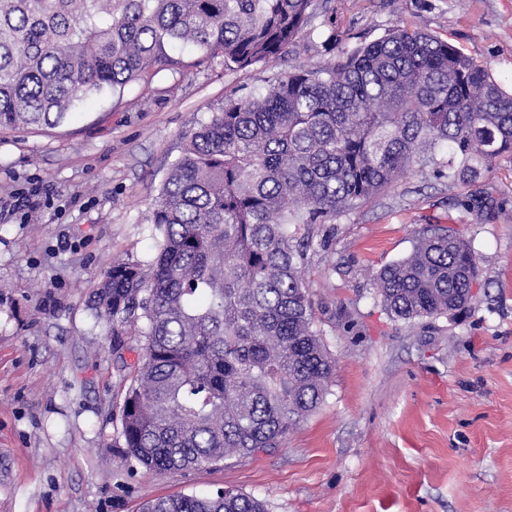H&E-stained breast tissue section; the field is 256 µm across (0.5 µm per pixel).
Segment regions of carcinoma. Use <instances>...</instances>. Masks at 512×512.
<instances>
[{
    "label": "carcinoma",
    "instance_id": "carcinoma-1",
    "mask_svg": "<svg viewBox=\"0 0 512 512\" xmlns=\"http://www.w3.org/2000/svg\"><path fill=\"white\" fill-rule=\"evenodd\" d=\"M313 0H0V129L62 124L80 95L179 70L178 46L244 69L279 58ZM336 45V16L320 25ZM454 182L512 158V94L455 45L408 26L334 62L229 96L188 136L159 193L156 255L112 265L93 310L146 355L122 403L124 459L156 472L277 447L328 392L335 361L313 329L305 242L324 224L435 163ZM479 280L453 229L431 225L374 286L412 321L461 309ZM142 512H266L234 489Z\"/></svg>",
    "mask_w": 512,
    "mask_h": 512
}]
</instances>
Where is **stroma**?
Instances as JSON below:
<instances>
[{"label":"stroma","mask_w":512,"mask_h":512,"mask_svg":"<svg viewBox=\"0 0 512 512\" xmlns=\"http://www.w3.org/2000/svg\"><path fill=\"white\" fill-rule=\"evenodd\" d=\"M351 43L413 24L512 92V0H315ZM84 99L61 126L0 130V512H141L233 488L268 512H512V160L449 183L410 170L312 241L305 284L336 360L329 391L280 447L156 473L129 467L120 406L144 338L115 340L91 299L113 261L157 251L155 201L186 136L225 96L328 61L302 38L279 60L225 69L181 53ZM479 195L478 211L460 207ZM451 227L482 271L467 312L404 321L374 287L426 225Z\"/></svg>","instance_id":"1"}]
</instances>
